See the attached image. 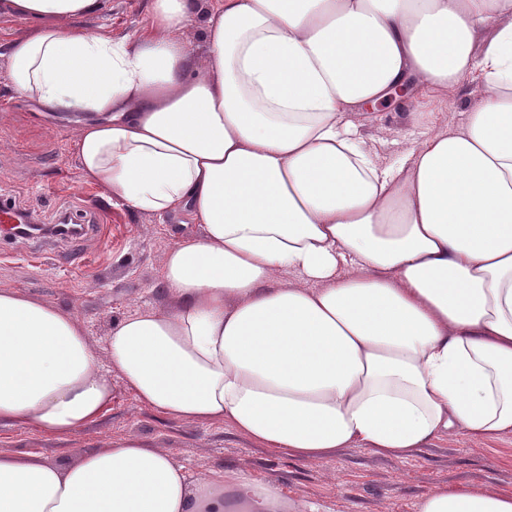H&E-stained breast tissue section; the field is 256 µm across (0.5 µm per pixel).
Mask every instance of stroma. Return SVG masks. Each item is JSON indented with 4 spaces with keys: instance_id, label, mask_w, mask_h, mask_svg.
<instances>
[{
    "instance_id": "1",
    "label": "stroma",
    "mask_w": 512,
    "mask_h": 512,
    "mask_svg": "<svg viewBox=\"0 0 512 512\" xmlns=\"http://www.w3.org/2000/svg\"><path fill=\"white\" fill-rule=\"evenodd\" d=\"M152 0H108L104 11L76 21L92 35L121 39L147 25ZM30 26L0 18V199L51 225L70 213L93 231L74 242L49 238L0 236V289L37 297L81 321L89 345L103 353L113 325L144 306H165L161 258L173 242L171 219H160L106 202L99 187L86 183L72 152L75 117L41 115L20 97L8 78L7 48L28 34ZM469 85L454 95L416 88L419 109L439 125L458 128L470 104ZM352 122L382 162L396 160L418 146L427 128L413 124L400 102L352 115ZM135 437L169 452L196 475L216 469L246 472L277 482L292 498L314 505L317 512H416L431 489L455 483L512 489V435L484 445L464 434L434 442L406 461L347 448L316 465L284 452L250 444L220 424L202 425L170 418L141 405L120 377L112 379V404L86 429L63 438L0 424V452L31 454L48 464H65L112 439Z\"/></svg>"
}]
</instances>
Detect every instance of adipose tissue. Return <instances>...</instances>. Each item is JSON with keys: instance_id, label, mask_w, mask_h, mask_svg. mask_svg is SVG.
Masks as SVG:
<instances>
[{"instance_id": "adipose-tissue-1", "label": "adipose tissue", "mask_w": 512, "mask_h": 512, "mask_svg": "<svg viewBox=\"0 0 512 512\" xmlns=\"http://www.w3.org/2000/svg\"><path fill=\"white\" fill-rule=\"evenodd\" d=\"M103 6L0 0L32 26L9 80L78 114L85 181L174 218L169 304L117 322L100 357L76 316L0 289V423L79 431L117 375L146 407L309 464L512 434V0H209L199 53L194 0H153L132 39L74 28ZM468 81L463 124L394 164L347 119L399 86ZM233 504L316 512L136 438L68 466L0 453V512ZM417 512H512V492L438 487Z\"/></svg>"}]
</instances>
